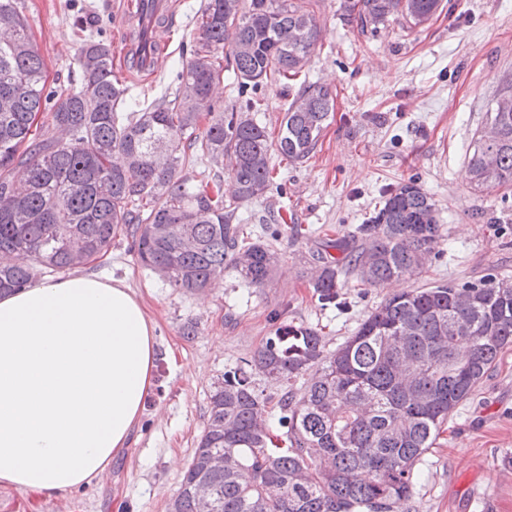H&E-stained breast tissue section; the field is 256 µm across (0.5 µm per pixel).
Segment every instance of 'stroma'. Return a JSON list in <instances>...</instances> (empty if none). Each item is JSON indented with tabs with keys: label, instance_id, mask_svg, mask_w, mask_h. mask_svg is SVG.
I'll use <instances>...</instances> for the list:
<instances>
[{
	"label": "stroma",
	"instance_id": "35a3bbf8",
	"mask_svg": "<svg viewBox=\"0 0 512 512\" xmlns=\"http://www.w3.org/2000/svg\"><path fill=\"white\" fill-rule=\"evenodd\" d=\"M47 86L78 85L77 56L93 36L112 45L126 100L173 92L203 0H174L158 29L159 72L131 66L135 0H20ZM320 39L304 73L334 100L315 151L302 163L277 160L279 186L239 210L245 235L256 216L291 214L270 244L280 257L265 287H249L225 264L201 290L186 291L141 266L126 236L83 272L124 281L155 323L156 388L128 448L94 487L47 497L0 486V512H167L209 414V395L226 371L244 366L284 324L316 328L328 348L352 336L386 297L443 280H512V185L477 191L467 157L501 86L512 80V0H442L424 26L401 19L360 33L341 21L340 0H318ZM416 179L435 200L442 237L425 263L378 286L354 273L342 280L343 310L322 305L311 287L326 238L363 223L387 188ZM194 326V335L184 333ZM403 512H512V346L454 412L415 468Z\"/></svg>",
	"mask_w": 512,
	"mask_h": 512
}]
</instances>
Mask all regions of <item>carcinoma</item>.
I'll list each match as a JSON object with an SVG mask.
<instances>
[{
  "instance_id": "1",
  "label": "carcinoma",
  "mask_w": 512,
  "mask_h": 512,
  "mask_svg": "<svg viewBox=\"0 0 512 512\" xmlns=\"http://www.w3.org/2000/svg\"><path fill=\"white\" fill-rule=\"evenodd\" d=\"M441 7L342 0L340 10L344 21L376 33L395 17L423 25ZM0 31L8 33L0 37V293L93 261L120 234L132 238L141 265L174 288L203 289L228 261L245 283L265 286L278 256L246 240L233 220L274 186V154L297 163L313 152L333 93L301 82L275 141L247 113L259 111V89L296 79L314 51L319 24L310 0H205L174 96L146 106L134 100L124 118L125 88L107 42L85 40L80 87L57 94L46 90L18 0H0ZM226 69L237 96L224 108L212 87ZM44 107L50 123L35 132ZM189 157L216 171L182 174ZM224 167L236 184L229 201ZM468 167L478 189L512 184V81L495 97ZM440 238L433 198L414 179L399 183L364 223L325 243L342 258L322 257L312 288L323 305L339 308L343 270L380 285L419 267ZM511 345L512 293L494 277L389 297L333 350L312 327L280 326L247 367L214 386L170 512H199L192 490L200 483L212 490V512H392L411 496L415 466L448 418ZM308 371L295 394L293 382ZM255 372L289 389L266 395ZM275 425L285 448L274 442ZM215 455L223 465L210 464Z\"/></svg>"
}]
</instances>
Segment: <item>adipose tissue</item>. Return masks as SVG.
Wrapping results in <instances>:
<instances>
[{"label":"adipose tissue","instance_id":"ef3b65f1","mask_svg":"<svg viewBox=\"0 0 512 512\" xmlns=\"http://www.w3.org/2000/svg\"><path fill=\"white\" fill-rule=\"evenodd\" d=\"M157 354L121 282L77 273L0 295V485L65 496L99 481L141 420Z\"/></svg>","mask_w":512,"mask_h":512}]
</instances>
